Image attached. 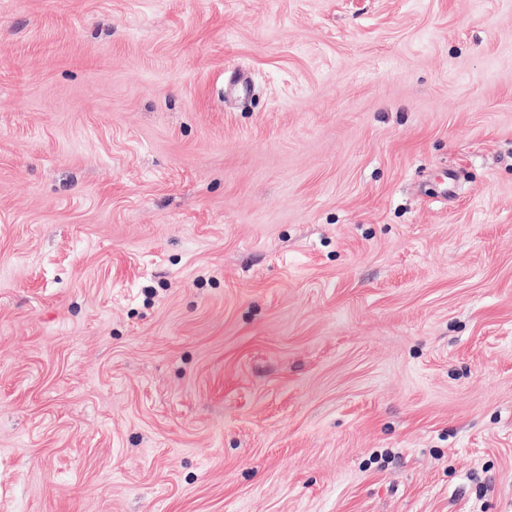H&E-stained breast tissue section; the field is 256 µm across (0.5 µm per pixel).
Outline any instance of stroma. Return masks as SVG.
I'll return each mask as SVG.
<instances>
[{
    "mask_svg": "<svg viewBox=\"0 0 512 512\" xmlns=\"http://www.w3.org/2000/svg\"><path fill=\"white\" fill-rule=\"evenodd\" d=\"M0 512H512V0H0Z\"/></svg>",
    "mask_w": 512,
    "mask_h": 512,
    "instance_id": "obj_1",
    "label": "stroma"
}]
</instances>
